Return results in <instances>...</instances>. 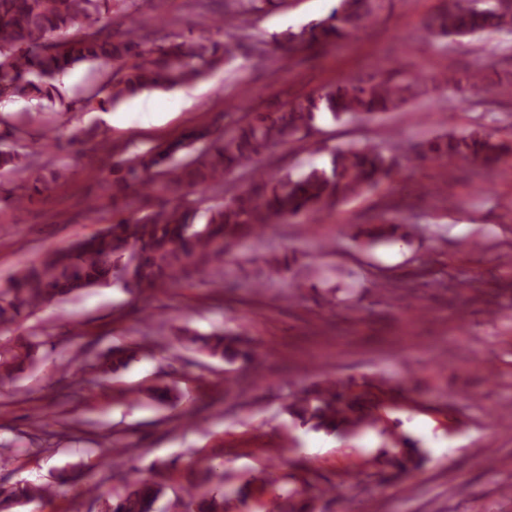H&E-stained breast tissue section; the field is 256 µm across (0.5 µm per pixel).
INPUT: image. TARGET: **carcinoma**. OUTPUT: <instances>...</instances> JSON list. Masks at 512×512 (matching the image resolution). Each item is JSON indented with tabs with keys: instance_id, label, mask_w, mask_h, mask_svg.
<instances>
[{
	"instance_id": "cac0c4a2",
	"label": "carcinoma",
	"mask_w": 512,
	"mask_h": 512,
	"mask_svg": "<svg viewBox=\"0 0 512 512\" xmlns=\"http://www.w3.org/2000/svg\"><path fill=\"white\" fill-rule=\"evenodd\" d=\"M285 0H225L224 14L213 23L240 37L249 17L266 3ZM142 0H0V97L37 99L59 104L57 116L69 107L59 100L56 82L80 64L96 65L102 81L82 101L87 106L114 105L154 88L170 89L203 75L202 66L230 57L228 46L212 39H173L153 50L147 46L138 16ZM377 0H337L330 15L289 38V50L336 44L374 16ZM119 14L121 28L112 30L104 16ZM433 39L477 36L486 31L512 33V0H451V6L431 16L425 25ZM439 88L464 95L482 84L477 72L445 73ZM427 94L419 75L397 77L392 72L369 79L350 78L299 95L278 108L245 112L224 128L198 125L181 137L144 150L98 139L96 128L82 131L96 142L98 179H112V224L64 249L44 254L37 263L20 258L10 285L0 290V325L15 323L37 308L92 288L118 284L148 297L156 288L179 282L187 268L208 272L224 263L233 251L261 237L272 224H309L344 202L388 183L410 149L420 160L445 168L463 160L476 163L481 175L494 174L512 156V146L482 129L446 134L405 145L395 140L386 148L341 146L327 167H311L299 175L272 178L254 164L279 146L306 142L316 117L336 122L372 120L399 112ZM17 126L0 135L14 145L0 151V205L20 207L36 195L53 192L70 171L63 159L39 163L35 152L21 143ZM239 169L251 170L249 186L230 194L205 211L198 224L196 198L224 187V178ZM408 225L383 219L375 224L373 239H405ZM183 348L200 345L211 357L228 364L255 366L258 351L230 331L199 337L182 331L176 337ZM36 363L33 345H0V384ZM393 388L372 381L331 380L314 395L293 393L286 412L310 429L332 434H355L376 425L382 398ZM386 468L373 476L380 483L407 478L421 466L420 450L402 436L383 455ZM288 498L289 512H315L308 475ZM165 485L154 478L132 475L122 490L104 500L102 512H157ZM51 487L15 483L0 486V512L22 500L43 499ZM187 501L173 505L182 512H224L230 496L224 472L205 468L204 477L190 481Z\"/></svg>"
}]
</instances>
